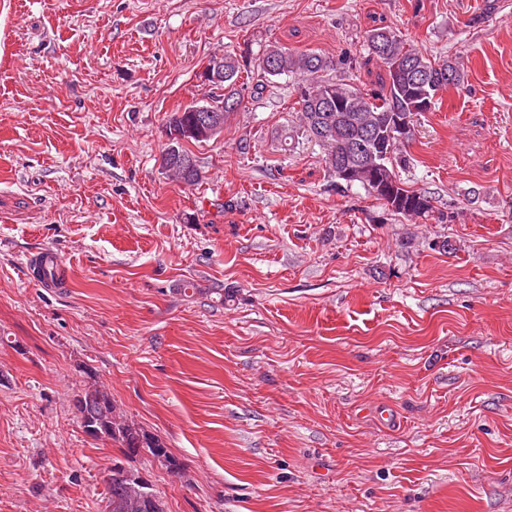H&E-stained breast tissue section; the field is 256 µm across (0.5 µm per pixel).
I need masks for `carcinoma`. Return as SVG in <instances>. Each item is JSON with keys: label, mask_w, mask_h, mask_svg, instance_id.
Masks as SVG:
<instances>
[{"label": "carcinoma", "mask_w": 512, "mask_h": 512, "mask_svg": "<svg viewBox=\"0 0 512 512\" xmlns=\"http://www.w3.org/2000/svg\"><path fill=\"white\" fill-rule=\"evenodd\" d=\"M364 46L368 57L383 67L380 88L369 93L349 80L319 79V73L330 68V61L316 51L297 53L277 44L268 45L258 67L266 77L298 78L300 125L325 147V164L336 178V186L358 184L397 215L426 217L433 212L432 198L406 188L396 167L405 163L401 147L412 137L413 115L431 111L439 92L463 87L459 61L452 57L431 59L390 26L367 30ZM218 69L224 70V83L207 77L219 91L212 102L188 106L168 120L169 146L162 156L163 168L187 185L199 183L201 171L182 142L209 141L201 130L214 125L224 127L241 103L237 56L226 53L215 58L207 71ZM381 139L392 142V157L386 160L374 156ZM82 372L85 385L73 399L81 427L92 438L117 445L122 455L106 479L110 512H165L158 492L141 471V461L156 460L174 474L182 472L183 464L171 455L161 437L124 417L110 389L91 369Z\"/></svg>", "instance_id": "carcinoma-1"}]
</instances>
